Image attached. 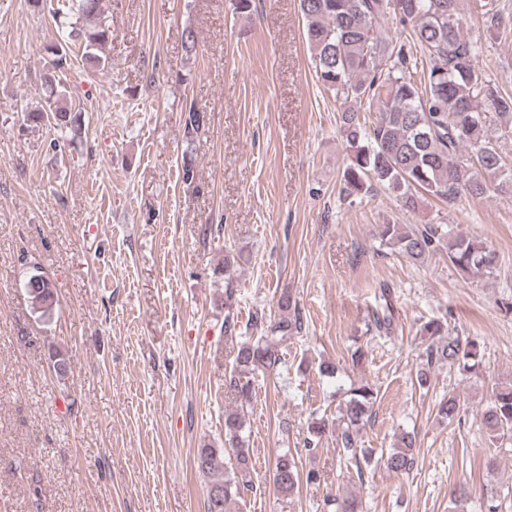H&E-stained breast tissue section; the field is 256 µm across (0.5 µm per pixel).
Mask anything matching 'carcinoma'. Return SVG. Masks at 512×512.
Returning a JSON list of instances; mask_svg holds the SVG:
<instances>
[{"label":"carcinoma","instance_id":"cac0c4a2","mask_svg":"<svg viewBox=\"0 0 512 512\" xmlns=\"http://www.w3.org/2000/svg\"><path fill=\"white\" fill-rule=\"evenodd\" d=\"M462 0H299L305 33L318 81L344 109L340 133L350 148L343 172L345 196L366 195L376 185L384 187L414 212L428 199L452 208L463 196L480 198L493 183L512 194V170L507 167L501 140L512 136V97L501 93L477 64V43L463 31ZM394 15L401 30L393 39L383 30L387 16ZM65 36L49 48L50 74L41 85L48 108L31 111L29 119L53 131L50 146L62 149L70 109L61 104L63 90L58 74L74 64L72 42H79L80 62L91 71L103 70V48L112 41L102 0H67L54 12ZM376 114L369 123L361 111ZM206 111L195 103L185 107L183 137L189 143L207 126ZM380 237L407 261L417 264L443 249L452 265L471 279L491 278L499 269V255L487 242L463 234L448 235L444 224H383ZM237 257L224 254V305L232 308L235 297ZM37 287L28 292L43 316L51 314L54 295L47 278L37 274ZM279 314L266 318L257 312L248 336L235 352L225 380L227 392L240 404L251 402L255 375H269L284 363L281 350L288 338L300 333L302 320L291 294L277 300ZM391 306L373 315L378 333L394 331ZM420 332L433 338L422 353L416 373L419 387L429 386L434 370L443 365L475 371L481 363L477 342L453 336L438 318L422 324ZM373 389L362 384L351 390L340 408L337 434L339 457L352 463L358 477L372 466V454L359 447L358 435L372 416ZM460 413L455 396L442 399L437 415L443 419ZM484 424L493 440L512 431V383L493 388L484 413ZM244 416L224 415V442L229 449L201 448L195 468L208 478L205 512H229V504L243 490L253 489L252 459L240 446ZM326 431L325 422L309 426L305 447L316 449ZM416 439L401 436L383 459L393 473H407L415 464ZM301 473L295 458L286 453L275 458L274 487L284 496L299 486Z\"/></svg>","mask_w":512,"mask_h":512}]
</instances>
